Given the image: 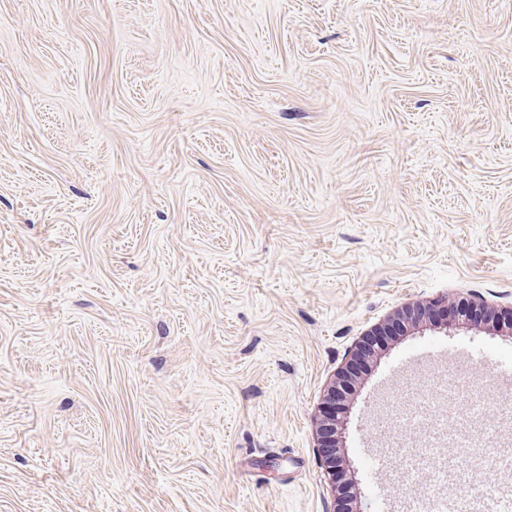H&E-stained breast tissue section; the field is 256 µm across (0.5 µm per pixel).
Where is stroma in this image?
Masks as SVG:
<instances>
[{
    "label": "stroma",
    "instance_id": "stroma-1",
    "mask_svg": "<svg viewBox=\"0 0 512 512\" xmlns=\"http://www.w3.org/2000/svg\"><path fill=\"white\" fill-rule=\"evenodd\" d=\"M512 305V0H0V512H335L323 395ZM352 394L358 512L371 403Z\"/></svg>",
    "mask_w": 512,
    "mask_h": 512
}]
</instances>
